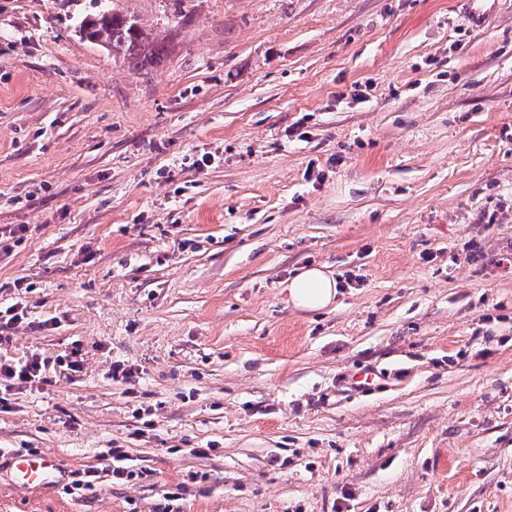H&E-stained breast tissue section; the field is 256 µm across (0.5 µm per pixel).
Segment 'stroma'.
<instances>
[{
	"instance_id": "obj_1",
	"label": "stroma",
	"mask_w": 512,
	"mask_h": 512,
	"mask_svg": "<svg viewBox=\"0 0 512 512\" xmlns=\"http://www.w3.org/2000/svg\"><path fill=\"white\" fill-rule=\"evenodd\" d=\"M120 5L158 65L79 36L97 0H0V305L49 362L0 448L63 466L0 457V512H512V0ZM468 24L477 30L488 26L493 17V4L497 0H458ZM489 2L491 3L489 6ZM289 305L300 310H319L336 298V281L321 267L303 268L286 285ZM13 481L25 489H39L55 482L61 470L49 454L31 455L18 453L12 457Z\"/></svg>"
}]
</instances>
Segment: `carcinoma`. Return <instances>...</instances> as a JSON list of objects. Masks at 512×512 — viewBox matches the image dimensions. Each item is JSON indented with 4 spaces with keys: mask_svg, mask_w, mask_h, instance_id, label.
Returning a JSON list of instances; mask_svg holds the SVG:
<instances>
[{
    "mask_svg": "<svg viewBox=\"0 0 512 512\" xmlns=\"http://www.w3.org/2000/svg\"><path fill=\"white\" fill-rule=\"evenodd\" d=\"M78 32L88 41L105 48L115 60H133L146 67L154 63L159 53L151 30L140 17L115 3L86 15Z\"/></svg>",
    "mask_w": 512,
    "mask_h": 512,
    "instance_id": "carcinoma-1",
    "label": "carcinoma"
}]
</instances>
